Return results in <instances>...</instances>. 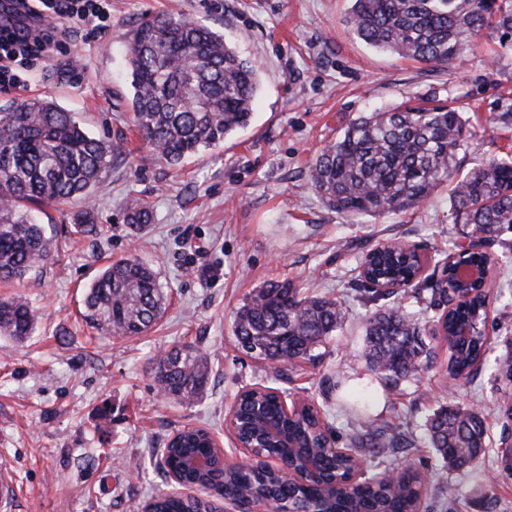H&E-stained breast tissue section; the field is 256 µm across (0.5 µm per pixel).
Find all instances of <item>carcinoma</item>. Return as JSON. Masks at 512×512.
I'll return each mask as SVG.
<instances>
[{
	"mask_svg": "<svg viewBox=\"0 0 512 512\" xmlns=\"http://www.w3.org/2000/svg\"><path fill=\"white\" fill-rule=\"evenodd\" d=\"M346 17L351 31L366 45L422 64L445 67L468 50L485 30L512 39V0H351ZM133 89V126L143 143L161 160L176 166L215 148L252 119L259 69L210 26L186 17L158 14L125 33ZM466 139L461 107L454 101L366 112L316 155L309 166L312 189L328 207L347 216L383 217L415 210L443 183L452 185L454 223L472 233L492 235L512 227V154L493 158L462 175L458 154ZM119 153L106 137L91 134L53 101L33 100L0 110V282L21 283L52 253L51 240L31 215L30 203H65L81 199L85 207L73 223L83 233L97 232L91 202L104 174ZM126 223L135 229L151 223L152 211L130 202ZM412 254L365 253L361 265L375 278L406 279L415 272ZM459 292H479L467 303L440 284L431 286L430 305L448 343V376L469 380L484 363L487 337L482 285L455 283ZM166 294L157 273L137 257L107 265L86 288L82 321L99 334L140 336L163 316ZM345 319L342 305L325 297H302L290 281L256 288L238 307L233 333L238 349L258 361L297 359L318 362L327 339ZM37 309L27 296L0 299V335L22 341L32 335ZM426 326L395 307H379L365 327L364 351L378 377L389 384L418 374L431 355ZM210 367L191 345L175 347L156 368L159 392L178 403L204 396ZM244 414L237 437L256 443L269 423L288 431L295 447L267 440L258 452L299 467L313 460L318 473L310 483L293 487L272 472L246 464L184 467L190 455L211 457L213 434L203 427L178 431L162 449L164 461L189 482L220 484L224 496L272 512L281 506L296 512H413L420 485L418 472L396 467V485H370L351 495L327 486L336 475L333 449L323 448L303 418L288 420L271 388L241 394ZM429 440L448 467L465 472L480 462L486 442L483 413L445 406L428 420ZM364 457L406 448L409 437L388 426L359 431L350 438ZM148 512H206V501L156 495Z\"/></svg>",
	"mask_w": 512,
	"mask_h": 512,
	"instance_id": "obj_1",
	"label": "carcinoma"
}]
</instances>
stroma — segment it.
Returning a JSON list of instances; mask_svg holds the SVG:
<instances>
[{"mask_svg": "<svg viewBox=\"0 0 512 512\" xmlns=\"http://www.w3.org/2000/svg\"><path fill=\"white\" fill-rule=\"evenodd\" d=\"M349 0H112L106 36L72 29L51 58L0 87V107L39 97L56 102L90 132L122 147L93 200L101 231L77 232L82 201L44 206L39 220L55 244L50 260L21 285L39 313L35 333L0 336V474L18 496L0 512H135L162 490L158 448L178 429L211 428L229 462L245 460L225 426L242 389L262 384L313 400L329 414L338 447L357 431L389 425L414 440L408 463L442 477L453 497L427 495L424 512H512V475L501 464L512 432L502 402L512 383V263L490 278L489 352L470 381L452 383L448 350L432 341L421 373L389 386L364 358V324L376 309L358 281L362 253L396 239L424 246L438 261L465 240L447 185L419 209L349 220L311 189L314 156L365 112L453 100L468 137L462 170L512 151V43L485 31L449 67L436 68L366 46L350 30ZM159 13L181 14L223 33L260 67L250 125L224 144L173 167L132 131L133 89L123 35ZM138 198L153 220L132 230L125 206ZM159 274L168 301L162 321L140 338L103 336L82 322L85 287L105 265L129 256ZM294 281L302 294L338 299L346 321L322 360L272 365L246 357L232 332L235 309L255 288ZM190 344L212 369L206 397L180 405L160 397L157 352ZM368 403L350 410L353 396ZM442 405L480 409L489 442L468 472L443 469L423 424Z\"/></svg>", "mask_w": 512, "mask_h": 512, "instance_id": "35a3bbf8", "label": "stroma"}]
</instances>
